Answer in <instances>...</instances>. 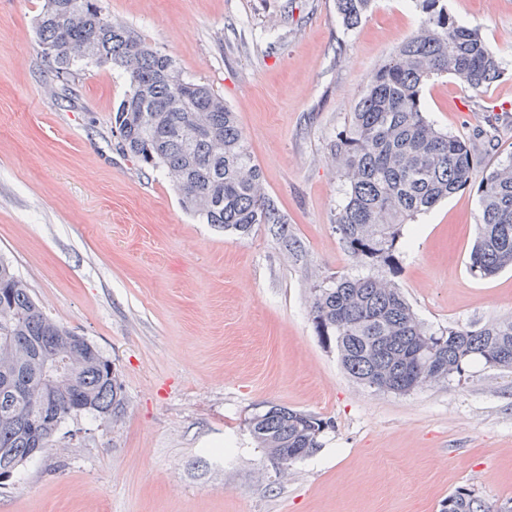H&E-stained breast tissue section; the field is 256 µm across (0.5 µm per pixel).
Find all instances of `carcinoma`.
I'll list each match as a JSON object with an SVG mask.
<instances>
[{"label":"carcinoma","mask_w":512,"mask_h":512,"mask_svg":"<svg viewBox=\"0 0 512 512\" xmlns=\"http://www.w3.org/2000/svg\"><path fill=\"white\" fill-rule=\"evenodd\" d=\"M44 3L35 22L41 49H55L49 66L70 95L93 67L112 66L129 82L112 113L118 150L140 170L165 171L183 206L202 223L248 235L258 224L277 227L292 254L300 245L288 235V218L267 196L236 113L205 83L184 78L175 61L146 43L129 26L106 15L99 0ZM374 0H336L346 28L356 27ZM421 15L416 31L373 70L346 129L330 151L345 187L336 231L345 250L369 273L336 276L314 285L310 315L318 336L335 343L341 364L365 388L406 395L425 381L462 378L471 363L512 371V317L434 331L421 322L389 274L404 225L478 180L481 216L469 256L471 272L490 279L512 267V157L475 173L471 143L431 123L421 92L431 79L453 75L478 90L503 74L501 62L480 31L448 12L446 0H413ZM96 31L91 57L69 53L71 44ZM14 336L0 352V376L17 375L22 397L0 390V448L53 447L73 408L113 417L123 396L112 361L94 344H77L73 332L50 318L12 266L0 258V324ZM56 355L72 362L71 390L60 395L59 418L39 416L42 368ZM330 422L311 413L271 404L250 417L248 429L280 472L323 446ZM445 512H498L460 487Z\"/></svg>","instance_id":"cac0c4a2"}]
</instances>
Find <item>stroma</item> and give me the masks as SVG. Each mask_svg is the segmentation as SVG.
<instances>
[{"label": "stroma", "mask_w": 512, "mask_h": 512, "mask_svg": "<svg viewBox=\"0 0 512 512\" xmlns=\"http://www.w3.org/2000/svg\"><path fill=\"white\" fill-rule=\"evenodd\" d=\"M42 3L0 0V257L111 360L124 409L63 424L0 487V512H441L462 486L512 500V372L477 363L459 381L374 392L309 317L314 283L361 272L335 229L329 146L417 29L412 0H376L350 31L335 0H100L236 112L298 257L269 225L239 237L202 223L164 172L116 150L121 71L92 69L75 98L55 95L34 33ZM447 6L504 73L478 90L430 80L426 116L465 140L494 127L476 147L494 165L512 155V0ZM479 216L470 186L403 227L394 280L432 329L512 316V269H469ZM268 402L332 423L284 477L246 426Z\"/></svg>", "instance_id": "1"}]
</instances>
